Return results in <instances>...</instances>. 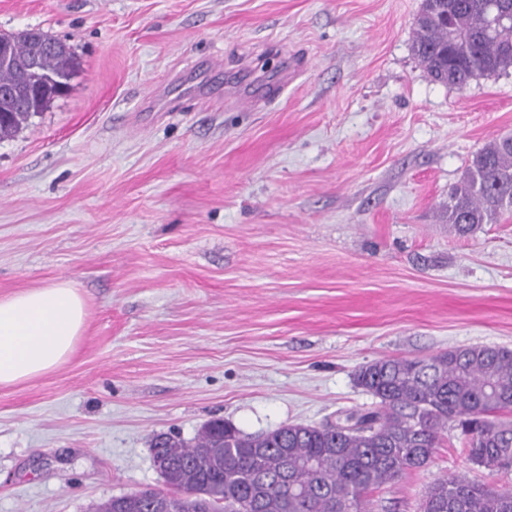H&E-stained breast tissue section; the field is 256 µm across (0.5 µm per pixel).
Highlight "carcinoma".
Listing matches in <instances>:
<instances>
[{
	"label": "carcinoma",
	"mask_w": 512,
	"mask_h": 512,
	"mask_svg": "<svg viewBox=\"0 0 512 512\" xmlns=\"http://www.w3.org/2000/svg\"><path fill=\"white\" fill-rule=\"evenodd\" d=\"M511 17L495 23L491 14ZM413 51L432 81L464 88L512 68V0H423ZM69 79V48L41 60ZM53 99L31 97L0 137ZM512 214V146L492 142L472 158L452 189L446 222L458 234ZM359 386L379 399L337 425L288 424L243 434L221 419L186 443L158 435L152 447L169 468L165 489L130 492L101 505L112 512H371L369 494L428 465L444 433L465 441L466 458L491 472L512 468V348L467 346L427 358L388 356L362 366ZM420 512H512V486L492 488L452 476L434 484Z\"/></svg>",
	"instance_id": "obj_1"
}]
</instances>
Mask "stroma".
Returning a JSON list of instances; mask_svg holds the SVG:
<instances>
[{
	"label": "stroma",
	"mask_w": 512,
	"mask_h": 512,
	"mask_svg": "<svg viewBox=\"0 0 512 512\" xmlns=\"http://www.w3.org/2000/svg\"><path fill=\"white\" fill-rule=\"evenodd\" d=\"M421 0H0L62 41L67 91L0 139V296L65 280L85 329L0 388V512H91L163 481L151 440L372 408L385 356L512 348V217L443 213L512 132V69L462 89L412 50ZM279 95L259 109L254 98ZM492 482L458 431L370 496Z\"/></svg>",
	"instance_id": "35a3bbf8"
}]
</instances>
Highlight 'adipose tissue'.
I'll list each match as a JSON object with an SVG mask.
<instances>
[{"label": "adipose tissue", "instance_id": "obj_1", "mask_svg": "<svg viewBox=\"0 0 512 512\" xmlns=\"http://www.w3.org/2000/svg\"><path fill=\"white\" fill-rule=\"evenodd\" d=\"M85 307L68 281L0 297V386H16L67 359L84 330Z\"/></svg>", "mask_w": 512, "mask_h": 512}]
</instances>
